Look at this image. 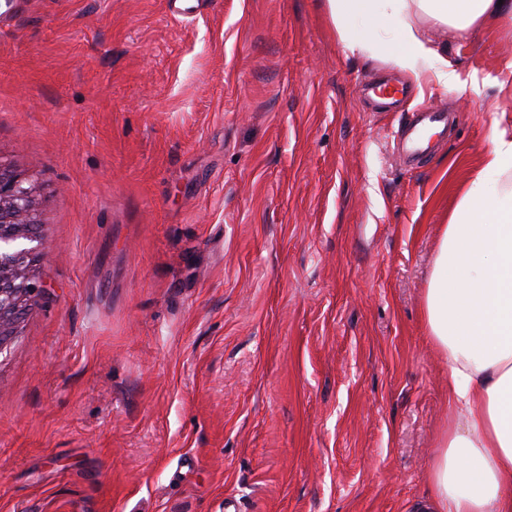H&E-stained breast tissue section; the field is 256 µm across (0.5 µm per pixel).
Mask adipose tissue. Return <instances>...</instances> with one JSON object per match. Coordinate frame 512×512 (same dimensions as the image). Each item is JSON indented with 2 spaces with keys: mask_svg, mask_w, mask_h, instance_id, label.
Masks as SVG:
<instances>
[{
  "mask_svg": "<svg viewBox=\"0 0 512 512\" xmlns=\"http://www.w3.org/2000/svg\"><path fill=\"white\" fill-rule=\"evenodd\" d=\"M342 48L464 89L425 23L463 38L512 28V0H323ZM490 148L444 228L424 298L432 346L457 412L440 440L425 512H512V128L493 118Z\"/></svg>",
  "mask_w": 512,
  "mask_h": 512,
  "instance_id": "adipose-tissue-1",
  "label": "adipose tissue"
}]
</instances>
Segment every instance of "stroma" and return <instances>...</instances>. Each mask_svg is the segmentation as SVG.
Instances as JSON below:
<instances>
[{
    "mask_svg": "<svg viewBox=\"0 0 512 512\" xmlns=\"http://www.w3.org/2000/svg\"><path fill=\"white\" fill-rule=\"evenodd\" d=\"M432 38L395 111L321 0H18L0 162L36 189L47 287L0 350V512H414L448 423L423 299L512 116V30ZM478 84H470V76ZM461 115L424 166L394 134Z\"/></svg>",
    "mask_w": 512,
    "mask_h": 512,
    "instance_id": "obj_1",
    "label": "stroma"
}]
</instances>
